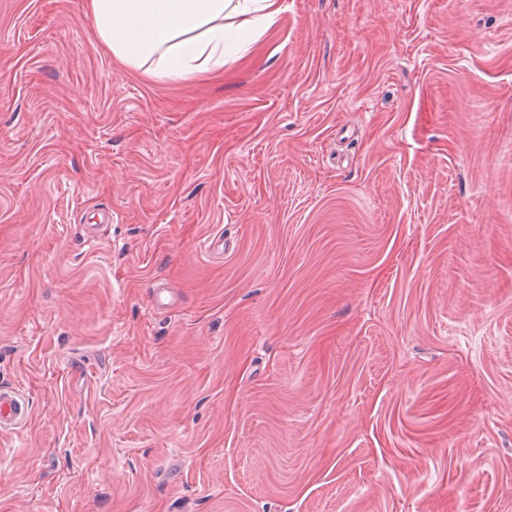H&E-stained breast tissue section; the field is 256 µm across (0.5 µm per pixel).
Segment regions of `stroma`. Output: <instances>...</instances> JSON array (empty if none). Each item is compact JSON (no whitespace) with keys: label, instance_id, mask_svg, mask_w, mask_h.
<instances>
[{"label":"stroma","instance_id":"stroma-1","mask_svg":"<svg viewBox=\"0 0 512 512\" xmlns=\"http://www.w3.org/2000/svg\"><path fill=\"white\" fill-rule=\"evenodd\" d=\"M281 2L168 84L0 0V512H512V0ZM27 414L28 404L24 397L13 388L0 387V424L16 425Z\"/></svg>","mask_w":512,"mask_h":512}]
</instances>
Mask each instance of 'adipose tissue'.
Segmentation results:
<instances>
[{
    "mask_svg": "<svg viewBox=\"0 0 512 512\" xmlns=\"http://www.w3.org/2000/svg\"><path fill=\"white\" fill-rule=\"evenodd\" d=\"M85 8L111 56L165 83L222 68L281 11L279 0H85Z\"/></svg>",
    "mask_w": 512,
    "mask_h": 512,
    "instance_id": "ef3b65f1",
    "label": "adipose tissue"
}]
</instances>
